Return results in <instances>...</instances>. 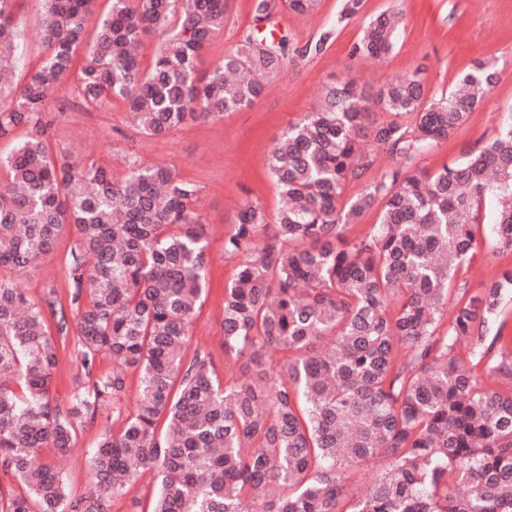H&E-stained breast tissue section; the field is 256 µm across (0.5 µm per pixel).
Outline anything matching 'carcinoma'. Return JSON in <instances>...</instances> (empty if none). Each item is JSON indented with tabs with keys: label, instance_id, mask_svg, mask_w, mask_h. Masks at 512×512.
<instances>
[{
	"label": "carcinoma",
	"instance_id": "cac0c4a2",
	"mask_svg": "<svg viewBox=\"0 0 512 512\" xmlns=\"http://www.w3.org/2000/svg\"><path fill=\"white\" fill-rule=\"evenodd\" d=\"M43 2V62L18 91L0 81V139L26 128L0 157V512H110L147 471L159 479L149 512H242L246 501L254 512H512V332L499 320L512 267L477 290L457 279L488 199L490 247L512 252V118L463 158L418 167L480 107L496 64L474 61L440 96L416 71L376 91L346 80L288 128L269 164L285 204L271 221L244 204L224 236L239 262L224 291L223 347L241 374L223 380L210 356H183L206 290L194 185L162 164L115 180L99 161L55 157L47 91L73 74L69 92L86 109L118 97L136 130L164 136L251 105L286 42L249 37L202 79L196 60L224 28L225 0H111L78 63L94 0ZM20 7L0 0V73L17 68ZM398 26L396 14H378L355 51L388 54ZM152 32L164 40L144 69L132 44ZM381 153L393 165L343 204L345 185ZM371 209L376 224L347 240L343 229ZM67 231V301L51 287L40 306L12 273ZM67 307L83 377L64 410L49 387ZM323 341L331 350L316 351ZM102 354L112 370L100 374ZM130 369L140 372L137 408L100 435L91 485L72 494L35 450L67 456L76 427L125 392ZM377 458L367 492L347 500L348 471Z\"/></svg>",
	"mask_w": 512,
	"mask_h": 512
}]
</instances>
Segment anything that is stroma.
I'll return each mask as SVG.
<instances>
[{
  "label": "stroma",
  "instance_id": "obj_1",
  "mask_svg": "<svg viewBox=\"0 0 512 512\" xmlns=\"http://www.w3.org/2000/svg\"><path fill=\"white\" fill-rule=\"evenodd\" d=\"M273 3L270 16L260 20L255 16L254 0H228L224 29L204 50L198 66L200 74H208L250 34L266 42L286 41L280 71L266 78L262 97L241 110L209 120L190 119L168 135L154 138L129 124L122 101L102 111H89L64 90L47 93L56 111L50 130L54 152L73 161H101L117 180L125 177L134 161L163 163L196 187V205L209 237L208 284L189 328L184 357L190 360L199 353L211 354L223 377L239 371L238 363L225 357L222 348L224 290L238 263L237 258L225 255L224 236L243 200L259 205L267 216L278 212L281 196L268 175L271 149L289 124L313 111L327 86L353 79L376 88L416 71L428 92L441 93L473 61L495 62L500 79L483 105L469 114L447 142L422 157L420 168L431 172L494 138L504 116L512 112V0H362L360 12L346 20L340 17L342 0H319L310 15L290 11L286 0ZM383 11L398 13L401 19L393 51L384 59L355 53L365 25ZM42 12V0H24L18 12L21 36L16 83H23L42 59L38 39ZM492 215V205L483 206L480 244L458 273L473 288L512 267V252H494L486 244ZM74 241L73 234L64 235L54 251L17 275L18 286L33 301H42L51 287L59 296H67L66 263ZM81 375L80 356L75 348H68L60 355L50 384L53 402L70 407ZM138 386V372L128 371L118 406L101 408L95 423L80 427L66 457L57 459L50 449L40 450V458L61 469L72 492L86 491L91 452L99 434L108 427L120 428L134 412Z\"/></svg>",
  "mask_w": 512,
  "mask_h": 512
}]
</instances>
